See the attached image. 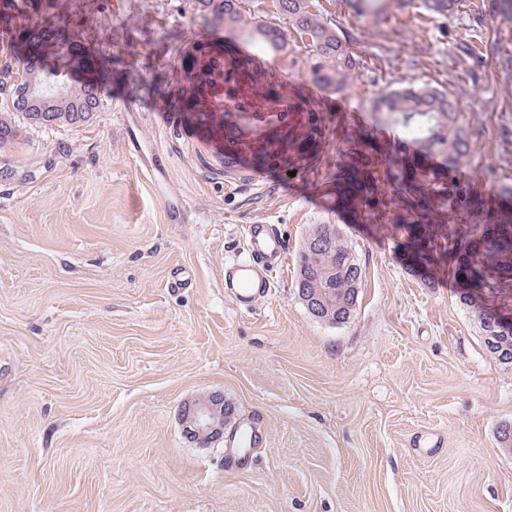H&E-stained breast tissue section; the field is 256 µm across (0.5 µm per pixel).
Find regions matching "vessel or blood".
I'll list each match as a JSON object with an SVG mask.
<instances>
[{
	"instance_id": "1",
	"label": "vessel or blood",
	"mask_w": 512,
	"mask_h": 512,
	"mask_svg": "<svg viewBox=\"0 0 512 512\" xmlns=\"http://www.w3.org/2000/svg\"><path fill=\"white\" fill-rule=\"evenodd\" d=\"M63 49L78 58L85 77L95 78L113 66L105 48H88L79 39L68 40ZM180 66L187 78L185 87L162 96L165 111L172 113L326 112L335 104L313 85L304 87L302 100L289 102V76L275 65L271 53L208 32L197 34L185 48ZM284 248L277 225H248L242 256L224 262V291L239 310L250 311L270 296Z\"/></svg>"
}]
</instances>
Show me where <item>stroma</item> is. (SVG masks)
I'll list each match as a JSON object with an SVG mask.
<instances>
[{"label":"stroma","instance_id":"35a3bbf8","mask_svg":"<svg viewBox=\"0 0 512 512\" xmlns=\"http://www.w3.org/2000/svg\"><path fill=\"white\" fill-rule=\"evenodd\" d=\"M223 34L257 42L275 0H237ZM312 9L349 38L359 60L344 95L303 146L299 113L251 124L307 184L287 190L226 159L238 123L220 112L131 114L107 99L88 124L34 128L17 157L28 179L0 181V512H512V369L481 342L479 313L512 325V258L490 250L498 202L475 212L446 195L398 191L374 96L402 84L459 96L479 168L512 182V24L494 0H459L451 25L486 58L478 84L410 9L379 28L341 0ZM56 22L120 57L101 84L182 87L178 54L209 30L196 0H38L0 4V36ZM361 117L381 138L356 137ZM139 124L161 172L127 150ZM362 170L367 192L347 216L336 185ZM180 200L184 224L167 220ZM279 225L286 240L270 298L243 312L224 294V260L246 227ZM339 225L366 280L343 325L313 318L295 289L307 227ZM481 232H474V225ZM482 262V281L461 276ZM223 394L235 416L207 447L185 436L188 403Z\"/></svg>","mask_w":512,"mask_h":512}]
</instances>
